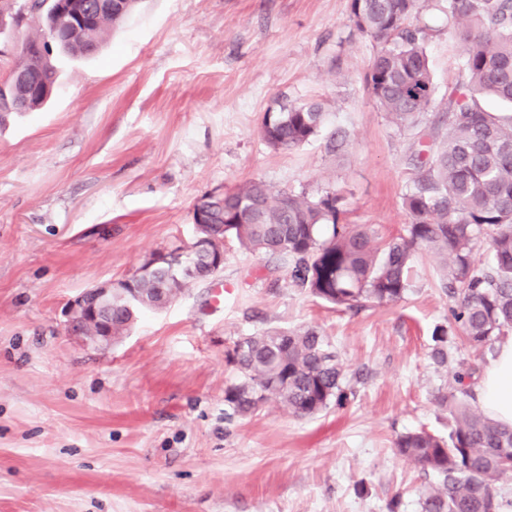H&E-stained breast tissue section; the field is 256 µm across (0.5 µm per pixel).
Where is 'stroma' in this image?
I'll list each match as a JSON object with an SVG mask.
<instances>
[{
    "label": "stroma",
    "instance_id": "1",
    "mask_svg": "<svg viewBox=\"0 0 512 512\" xmlns=\"http://www.w3.org/2000/svg\"><path fill=\"white\" fill-rule=\"evenodd\" d=\"M350 0H139L100 53L58 55L56 93L0 125V512H419L429 477L393 441L447 435L436 396L458 363L489 358L462 336L448 369L432 334L455 301L435 263L413 258L394 304L352 312L290 281V265L225 240L215 277L89 347L66 333L73 300L188 244L206 195L260 179L345 198L344 224L377 242L402 232V197L438 110L397 129L365 84L370 39ZM439 96L458 80L459 39L428 16ZM321 104L319 134L273 149L260 133L278 104ZM223 306H214L215 282ZM317 327L353 394L297 418L276 404L227 418L241 336Z\"/></svg>",
    "mask_w": 512,
    "mask_h": 512
}]
</instances>
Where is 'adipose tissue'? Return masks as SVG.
<instances>
[{
	"mask_svg": "<svg viewBox=\"0 0 512 512\" xmlns=\"http://www.w3.org/2000/svg\"><path fill=\"white\" fill-rule=\"evenodd\" d=\"M474 394L491 418L512 425V336L497 343Z\"/></svg>",
	"mask_w": 512,
	"mask_h": 512,
	"instance_id": "adipose-tissue-1",
	"label": "adipose tissue"
}]
</instances>
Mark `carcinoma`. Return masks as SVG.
Returning <instances> with one entry per match:
<instances>
[{
    "instance_id": "carcinoma-1",
    "label": "carcinoma",
    "mask_w": 512,
    "mask_h": 512,
    "mask_svg": "<svg viewBox=\"0 0 512 512\" xmlns=\"http://www.w3.org/2000/svg\"><path fill=\"white\" fill-rule=\"evenodd\" d=\"M44 0H25L26 15L40 30L26 36L13 72L31 84L13 83L0 101V123L11 114L42 108L34 88L56 87L53 56L97 54L103 35L124 18H97L98 0H73L86 25L45 42L53 19ZM444 15L461 42V79L444 102V132L428 134L412 157L417 169L403 195L408 222L404 232L383 246L373 244L368 226L340 223L343 198L334 191L317 196L273 190L261 180L204 202L208 223L196 235L213 245L231 237L246 249L293 263L292 284L337 306L358 309L368 302L395 303L410 289L413 254L422 250L438 265L452 297L453 328H435L432 356L448 364V336H463L477 351L493 349L495 339L512 331V110H494L491 98L512 106V0H350V21L373 43L366 87L396 127L410 128L438 106L426 45L434 29L422 16ZM325 113L317 104L282 105L264 113L261 134L275 149L296 148L315 138ZM489 236L491 265L475 266L473 247ZM173 253L153 254L147 272L121 282L140 297L130 310L112 298V338L134 323L142 309H162L192 280L210 275L206 253L194 257L195 274L175 277ZM236 371L224 389L229 416H247L274 400L295 417L318 414L347 401L345 368L331 342L315 327L271 330L244 336L227 352ZM475 369L460 366L452 391L439 393L453 426L444 438L424 429L397 436L396 455L413 462L435 483L419 497L420 512H503L512 505L499 495L500 480L512 477V426L472 405Z\"/></svg>"
}]
</instances>
